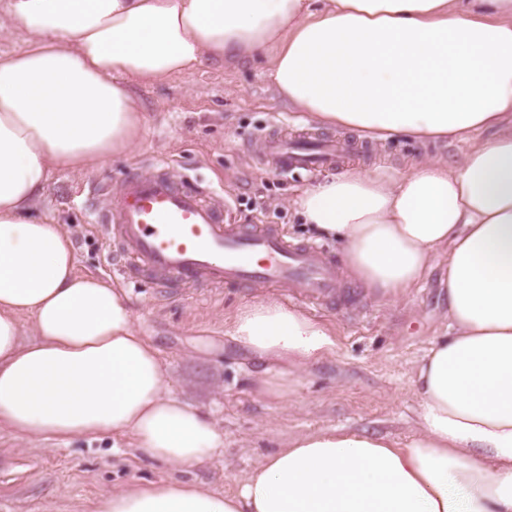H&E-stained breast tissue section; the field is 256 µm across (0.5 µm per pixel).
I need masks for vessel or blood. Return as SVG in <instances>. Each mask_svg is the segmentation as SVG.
Segmentation results:
<instances>
[{
    "mask_svg": "<svg viewBox=\"0 0 512 512\" xmlns=\"http://www.w3.org/2000/svg\"><path fill=\"white\" fill-rule=\"evenodd\" d=\"M254 138L261 164L280 174L332 169L358 152L353 141L330 133L289 137L277 121ZM110 199L94 220L111 237L124 278L145 276L156 288H288L318 306L335 303L344 287L324 246L288 242L273 224H236L220 192L176 181L164 164L129 171Z\"/></svg>",
    "mask_w": 512,
    "mask_h": 512,
    "instance_id": "obj_1",
    "label": "vessel or blood"
}]
</instances>
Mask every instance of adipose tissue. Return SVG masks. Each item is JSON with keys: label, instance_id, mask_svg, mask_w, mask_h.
Instances as JSON below:
<instances>
[{"label": "adipose tissue", "instance_id": "obj_1", "mask_svg": "<svg viewBox=\"0 0 512 512\" xmlns=\"http://www.w3.org/2000/svg\"><path fill=\"white\" fill-rule=\"evenodd\" d=\"M10 25L30 40L0 58V427L128 435L184 467L221 454L223 432L170 392L125 293L80 272L33 204L52 171L92 170L139 142L131 83L264 56L278 97L320 123L467 145L452 165L349 168L294 201L383 296L443 265L448 331L412 374L418 430L402 445L301 435L238 490L134 482L94 512H512V0H7L0 31ZM224 334L268 364L257 383L275 397L289 370L336 348L323 322L271 297Z\"/></svg>", "mask_w": 512, "mask_h": 512}]
</instances>
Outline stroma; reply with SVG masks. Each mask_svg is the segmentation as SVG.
I'll return each instance as SVG.
<instances>
[{"mask_svg":"<svg viewBox=\"0 0 512 512\" xmlns=\"http://www.w3.org/2000/svg\"><path fill=\"white\" fill-rule=\"evenodd\" d=\"M149 119L142 141L88 172H52L38 204L71 238L78 269L122 288L136 329L160 351L171 392L212 415L224 451L191 468L142 457L130 437L22 440L0 428V512H92L115 485L188 481L216 492L237 489L265 456L299 434L323 429L366 430L403 441L415 432L417 400L411 372L431 342L447 330L439 294L440 269L399 298L357 286L329 308L310 314L335 334L336 350L293 375L287 396L253 387L262 363L224 335L236 309L265 295L287 299L284 288H176L160 296L145 281L125 280L107 235L82 202L92 187L117 182L129 165L159 161L176 180L222 191L239 224H276L289 241L315 242L341 255L337 241L318 235L293 206L301 189L323 172L277 175L253 159L251 135L271 120L307 126L308 113L279 101L265 61L227 66L205 63L190 76L133 84ZM462 144L398 136L368 143L359 169L407 171L419 160L457 159Z\"/></svg>","mask_w":512,"mask_h":512,"instance_id":"1","label":"stroma"}]
</instances>
